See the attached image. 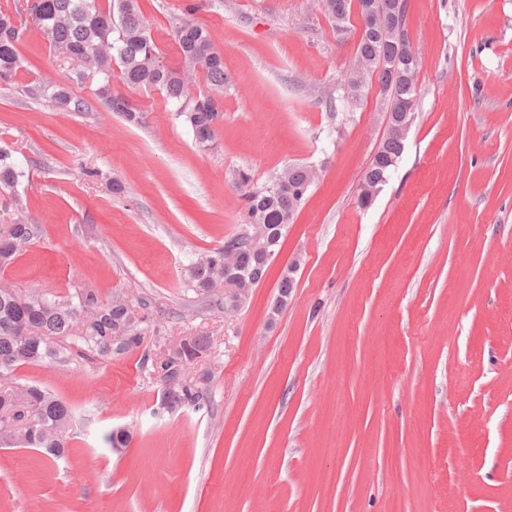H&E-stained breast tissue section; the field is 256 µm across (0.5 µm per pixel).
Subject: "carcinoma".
Segmentation results:
<instances>
[{
  "instance_id": "1",
  "label": "carcinoma",
  "mask_w": 512,
  "mask_h": 512,
  "mask_svg": "<svg viewBox=\"0 0 512 512\" xmlns=\"http://www.w3.org/2000/svg\"><path fill=\"white\" fill-rule=\"evenodd\" d=\"M359 3L357 18L362 33L358 39L346 83L339 85L341 99L360 102L373 85L385 99L387 110L415 119L419 62L406 42V0H322L325 12L345 29L353 2ZM199 5L189 3L173 18L172 35L179 60L166 59L151 33L139 0H18L14 11H0V83H10L22 68L18 48L31 29L40 31L50 49L71 65L66 84L37 78L26 86L33 98H48L67 112H86L89 102L75 95L70 86L97 83L94 94L111 112L130 124L142 120V112L124 94L112 91V78L131 90L159 91L177 105L176 116L192 129L196 143L209 147L224 117V90L230 79L224 57L216 50L210 30L195 20ZM388 15L394 25L385 32L375 30L373 16ZM396 57L393 69L381 67L386 56ZM203 82L206 89L192 87ZM408 129L390 126L375 156L364 171L358 204L371 205L386 183L390 169L403 153ZM19 172L11 150L0 147V187L11 188ZM317 178L307 164H289L262 186L253 184L245 170L234 173L232 184L244 201V226L261 228L255 244L237 233L224 246L200 258L188 268L189 286L206 293L230 287L235 312L247 302L252 288L265 277L271 258L280 246L283 232ZM41 225L26 206L16 205L12 223L0 225V267L25 253L39 238ZM294 287L292 270L279 284L275 309L288 301ZM142 321L127 298L117 294L106 303L92 292H79L76 299H62L43 290L19 295L0 287V445L38 448L57 459L64 455V434L70 427L71 410L52 392L13 380L24 365H65L74 357L109 358L138 350L143 336ZM122 336V346L112 337ZM207 339L190 336L165 360L156 365L160 381H169L172 392L166 406L195 408L204 388L186 380V367L202 358Z\"/></svg>"
}]
</instances>
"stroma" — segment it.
Segmentation results:
<instances>
[{
	"label": "stroma",
	"instance_id": "obj_1",
	"mask_svg": "<svg viewBox=\"0 0 512 512\" xmlns=\"http://www.w3.org/2000/svg\"><path fill=\"white\" fill-rule=\"evenodd\" d=\"M185 2L139 0L171 61ZM195 18L230 77L210 148L159 92L117 80L141 124L90 86L75 90L85 112L30 98L32 75L66 80L34 30L0 84V145L23 172L0 224L18 197L42 226L0 283L120 293L143 316L136 352L16 370L76 418L64 460L0 447V512H512V0H407L415 121L366 209L384 106L374 87L353 107L329 99L358 32L317 0H203ZM290 163L319 176L226 314L187 268L244 227L234 170L261 185ZM196 335L201 406L163 410L154 367ZM117 428L130 439L113 449Z\"/></svg>",
	"mask_w": 512,
	"mask_h": 512
}]
</instances>
